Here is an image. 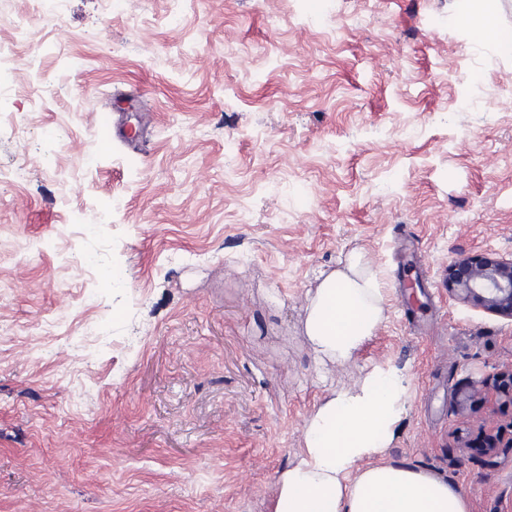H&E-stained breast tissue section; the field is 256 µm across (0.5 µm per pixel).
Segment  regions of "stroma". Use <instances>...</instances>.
I'll return each mask as SVG.
<instances>
[{"label": "stroma", "mask_w": 512, "mask_h": 512, "mask_svg": "<svg viewBox=\"0 0 512 512\" xmlns=\"http://www.w3.org/2000/svg\"><path fill=\"white\" fill-rule=\"evenodd\" d=\"M459 7L0 0V512H270L314 408L375 367L406 389L384 461L512 512V450L482 446L512 437V320L446 289L512 256V55ZM123 93L151 120L102 145ZM354 251L384 319L321 363L307 298ZM129 109L140 111L139 96H135L129 100L126 107H117L108 111H101L99 117V131L101 138L106 143L112 142V135L124 141L130 146H138L140 129L139 127H129L124 119L125 113ZM113 112V113H112Z\"/></svg>", "instance_id": "obj_1"}]
</instances>
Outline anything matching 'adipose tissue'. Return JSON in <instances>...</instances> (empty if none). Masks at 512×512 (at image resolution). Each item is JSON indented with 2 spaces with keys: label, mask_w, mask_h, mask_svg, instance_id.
I'll use <instances>...</instances> for the list:
<instances>
[{
  "label": "adipose tissue",
  "mask_w": 512,
  "mask_h": 512,
  "mask_svg": "<svg viewBox=\"0 0 512 512\" xmlns=\"http://www.w3.org/2000/svg\"><path fill=\"white\" fill-rule=\"evenodd\" d=\"M495 0H467L457 21L512 53ZM383 320L380 283L363 254L322 273L308 300L305 333L319 360L354 357ZM402 380L373 368L352 388L330 389L308 418L299 459L278 479L271 512H468L460 491L436 474L376 463L404 407Z\"/></svg>",
  "instance_id": "1"
}]
</instances>
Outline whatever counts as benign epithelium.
<instances>
[{
  "mask_svg": "<svg viewBox=\"0 0 512 512\" xmlns=\"http://www.w3.org/2000/svg\"><path fill=\"white\" fill-rule=\"evenodd\" d=\"M456 268L467 273L450 277L451 297L512 319V257L466 256L456 262Z\"/></svg>",
  "mask_w": 512,
  "mask_h": 512,
  "instance_id": "7a95c632",
  "label": "benign epithelium"
}]
</instances>
